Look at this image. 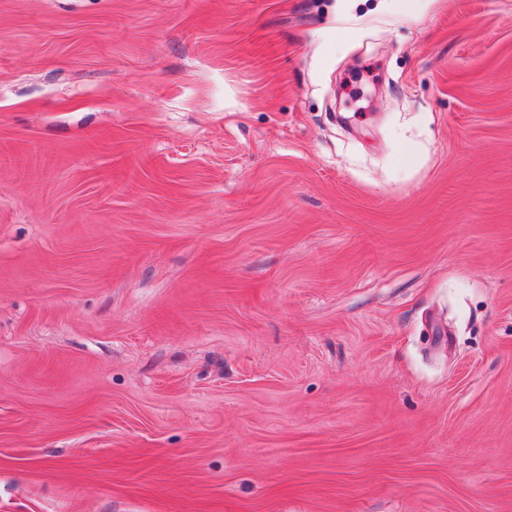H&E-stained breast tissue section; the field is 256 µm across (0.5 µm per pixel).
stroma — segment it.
Segmentation results:
<instances>
[{
  "label": "stroma",
  "mask_w": 512,
  "mask_h": 512,
  "mask_svg": "<svg viewBox=\"0 0 512 512\" xmlns=\"http://www.w3.org/2000/svg\"><path fill=\"white\" fill-rule=\"evenodd\" d=\"M0 512H512V0H0Z\"/></svg>",
  "instance_id": "stroma-1"
}]
</instances>
